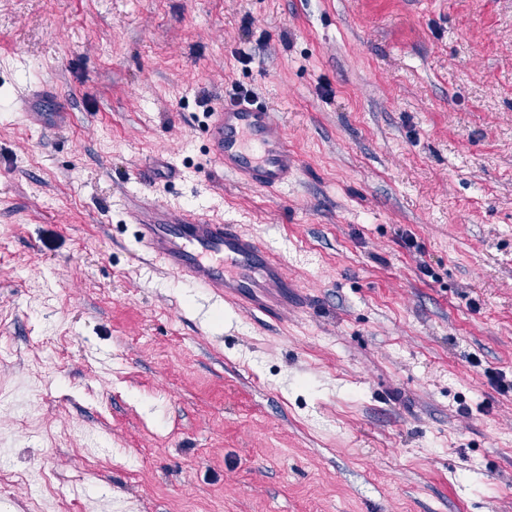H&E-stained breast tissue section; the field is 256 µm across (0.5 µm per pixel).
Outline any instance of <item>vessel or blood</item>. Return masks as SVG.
Wrapping results in <instances>:
<instances>
[{
  "label": "vessel or blood",
  "mask_w": 512,
  "mask_h": 512,
  "mask_svg": "<svg viewBox=\"0 0 512 512\" xmlns=\"http://www.w3.org/2000/svg\"><path fill=\"white\" fill-rule=\"evenodd\" d=\"M204 134L211 161L257 188H283L299 170L298 154L275 113L257 101L218 105ZM133 217L138 245L174 276L254 313L274 317L287 311L293 282L285 260L260 237L189 209L159 219L141 207Z\"/></svg>",
  "instance_id": "b4317fda"
}]
</instances>
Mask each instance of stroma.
Here are the masks:
<instances>
[{"label":"stroma","instance_id":"35a3bbf8","mask_svg":"<svg viewBox=\"0 0 512 512\" xmlns=\"http://www.w3.org/2000/svg\"><path fill=\"white\" fill-rule=\"evenodd\" d=\"M248 91L301 158L285 188L206 156ZM141 205L277 246L306 306L173 276ZM490 370L512 380V0H0V469L70 512H512Z\"/></svg>","mask_w":512,"mask_h":512}]
</instances>
